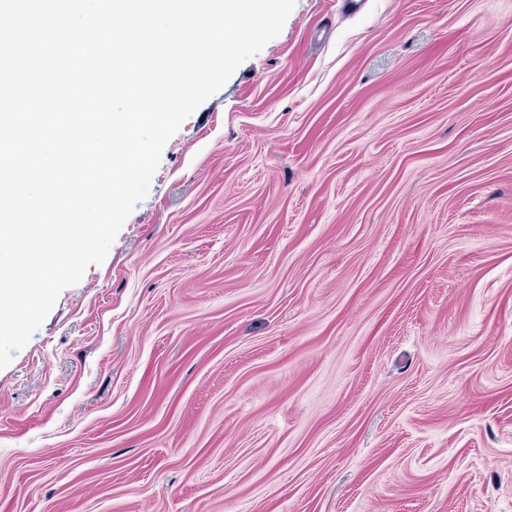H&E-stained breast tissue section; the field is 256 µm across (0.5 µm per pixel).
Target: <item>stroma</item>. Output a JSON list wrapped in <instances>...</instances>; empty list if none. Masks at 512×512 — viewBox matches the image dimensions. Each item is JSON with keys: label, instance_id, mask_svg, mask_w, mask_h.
I'll use <instances>...</instances> for the list:
<instances>
[{"label": "stroma", "instance_id": "obj_1", "mask_svg": "<svg viewBox=\"0 0 512 512\" xmlns=\"http://www.w3.org/2000/svg\"><path fill=\"white\" fill-rule=\"evenodd\" d=\"M349 2L0 369V512H512V0Z\"/></svg>", "mask_w": 512, "mask_h": 512}]
</instances>
